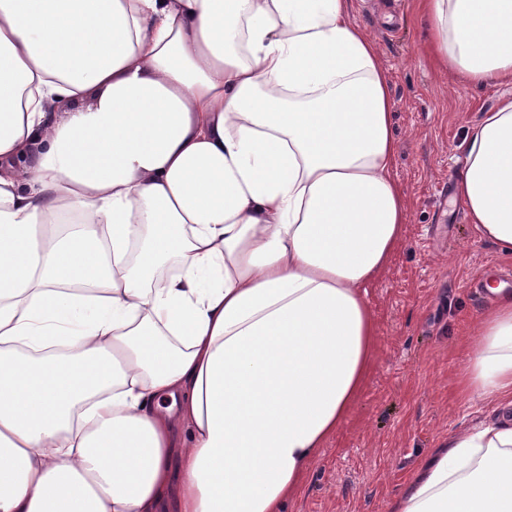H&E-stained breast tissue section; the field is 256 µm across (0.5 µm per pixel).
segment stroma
<instances>
[{
  "mask_svg": "<svg viewBox=\"0 0 512 512\" xmlns=\"http://www.w3.org/2000/svg\"><path fill=\"white\" fill-rule=\"evenodd\" d=\"M351 19L376 43L393 101L395 169L406 195L404 241L368 288L378 326L369 377L284 512H389L418 457L491 412L458 382L465 346L488 299L470 281L512 269L443 189L468 128L498 90L437 67L419 0H352Z\"/></svg>",
  "mask_w": 512,
  "mask_h": 512,
  "instance_id": "stroma-1",
  "label": "stroma"
}]
</instances>
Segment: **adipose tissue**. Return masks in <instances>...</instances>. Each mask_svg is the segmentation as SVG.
Segmentation results:
<instances>
[{"mask_svg": "<svg viewBox=\"0 0 512 512\" xmlns=\"http://www.w3.org/2000/svg\"><path fill=\"white\" fill-rule=\"evenodd\" d=\"M351 0H0V512H283L371 369L403 241L393 103ZM510 86L453 194L512 253V0H421ZM477 426L391 512H512V292Z\"/></svg>", "mask_w": 512, "mask_h": 512, "instance_id": "obj_1", "label": "adipose tissue"}]
</instances>
